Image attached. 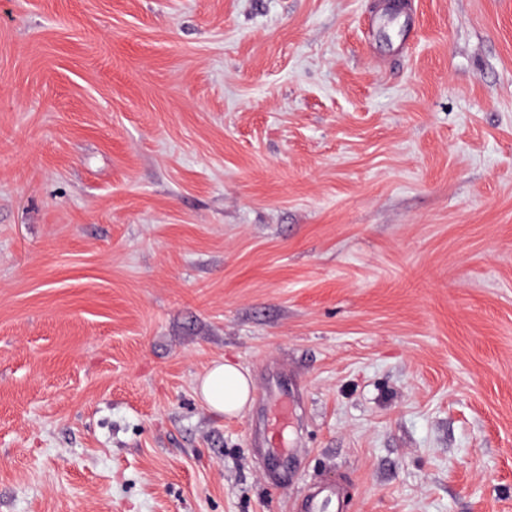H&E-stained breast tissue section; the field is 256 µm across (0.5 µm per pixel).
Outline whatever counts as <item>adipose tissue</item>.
Masks as SVG:
<instances>
[{
    "mask_svg": "<svg viewBox=\"0 0 512 512\" xmlns=\"http://www.w3.org/2000/svg\"><path fill=\"white\" fill-rule=\"evenodd\" d=\"M252 384L237 364L216 361L200 378L197 393L208 409L225 415L241 413L251 401Z\"/></svg>",
    "mask_w": 512,
    "mask_h": 512,
    "instance_id": "ef3b65f1",
    "label": "adipose tissue"
}]
</instances>
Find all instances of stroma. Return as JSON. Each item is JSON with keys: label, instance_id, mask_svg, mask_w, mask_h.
Segmentation results:
<instances>
[{"label": "stroma", "instance_id": "1", "mask_svg": "<svg viewBox=\"0 0 512 512\" xmlns=\"http://www.w3.org/2000/svg\"><path fill=\"white\" fill-rule=\"evenodd\" d=\"M413 3L0 0V512H512V0ZM249 375L237 364L215 361L200 378L197 393L208 409L225 415L241 413L251 401ZM300 510L301 512H334L335 510L339 512L341 508L336 494V484L319 485L312 495L301 502Z\"/></svg>", "mask_w": 512, "mask_h": 512}]
</instances>
